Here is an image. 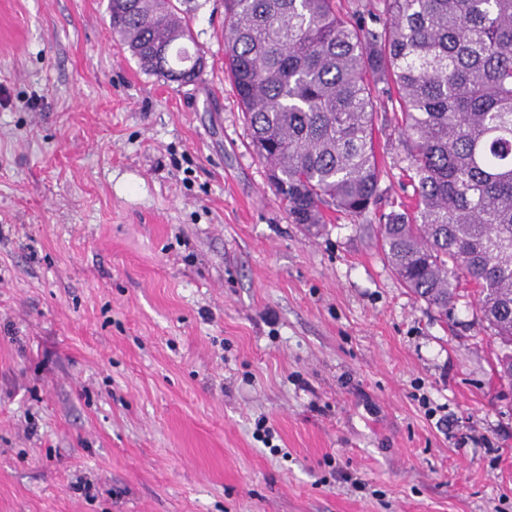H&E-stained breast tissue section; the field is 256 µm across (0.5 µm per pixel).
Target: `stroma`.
I'll return each mask as SVG.
<instances>
[{
  "label": "stroma",
  "instance_id": "35a3bbf8",
  "mask_svg": "<svg viewBox=\"0 0 512 512\" xmlns=\"http://www.w3.org/2000/svg\"><path fill=\"white\" fill-rule=\"evenodd\" d=\"M197 84L107 0H0V512H512V383L472 285L404 288L376 223H291L180 0ZM377 214L414 205L381 93Z\"/></svg>",
  "mask_w": 512,
  "mask_h": 512
}]
</instances>
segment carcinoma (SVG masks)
I'll return each mask as SVG.
<instances>
[{
    "label": "carcinoma",
    "mask_w": 512,
    "mask_h": 512,
    "mask_svg": "<svg viewBox=\"0 0 512 512\" xmlns=\"http://www.w3.org/2000/svg\"><path fill=\"white\" fill-rule=\"evenodd\" d=\"M381 28L336 0H224V58L251 142L294 224L332 209L365 219L380 199L379 85L398 94L412 209L378 225L401 283L448 313L460 279L512 381V0H384ZM140 68L180 86L205 52L175 0H108Z\"/></svg>",
    "instance_id": "1"
}]
</instances>
